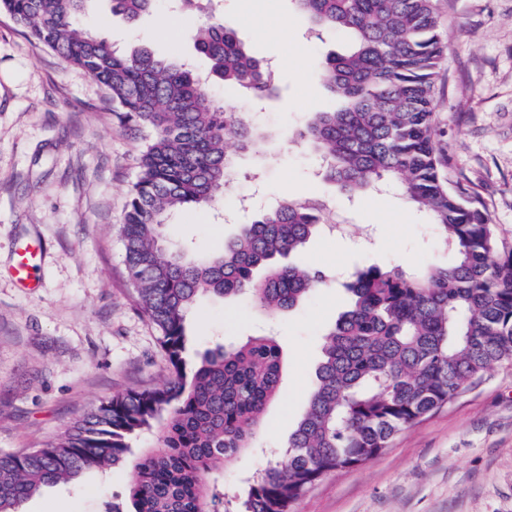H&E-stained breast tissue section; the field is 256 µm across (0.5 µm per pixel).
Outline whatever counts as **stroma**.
Masks as SVG:
<instances>
[{"label": "stroma", "instance_id": "35a3bbf8", "mask_svg": "<svg viewBox=\"0 0 512 512\" xmlns=\"http://www.w3.org/2000/svg\"><path fill=\"white\" fill-rule=\"evenodd\" d=\"M447 55L436 84L435 142L453 187L471 198L512 241V0H435ZM172 18L170 30L159 21ZM199 18L156 0L130 22L108 0H90L82 29L121 47H149L207 71L191 30ZM214 21L235 31L279 79L272 97L249 101L274 128L267 157L239 156L216 208L187 210L167 228L194 252L219 249L256 211L277 199L317 197L332 209L342 236L322 234L303 265L335 274L355 268L438 257L427 217L387 194L348 198L314 178L319 163L293 141L311 113L336 101L313 78L308 60L346 47L344 35L308 32L288 0H223ZM143 139L83 70L31 38L0 12V454L41 448L93 406L135 388L167 382L159 334L127 280L120 221L138 176ZM250 197L252 212L237 211ZM36 244L38 285L21 287L12 269ZM344 306L338 284L309 295L285 316L262 315L250 299L201 298L190 311L189 352L231 347L273 333L285 365L276 398L249 449L215 470L227 497L264 468L301 417L325 334ZM130 466L90 471L46 487L20 512H106L128 505ZM293 512H512V366L476 384L407 429L370 462L328 473Z\"/></svg>", "mask_w": 512, "mask_h": 512}]
</instances>
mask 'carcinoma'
Returning <instances> with one entry per match:
<instances>
[{
  "label": "carcinoma",
  "mask_w": 512,
  "mask_h": 512,
  "mask_svg": "<svg viewBox=\"0 0 512 512\" xmlns=\"http://www.w3.org/2000/svg\"><path fill=\"white\" fill-rule=\"evenodd\" d=\"M89 2L0 0V12L87 72L106 102L147 132L120 234L136 303L159 332L171 379L100 403L44 448L1 454L0 512L130 460L133 512H291L323 475L369 462L494 366L512 364V245L449 186L435 145L434 93L447 44L433 0H289L311 31L349 41L319 72L336 108L314 113L296 139L319 155L321 177L349 196L392 187L425 212L448 260L413 271L391 263L355 270L285 461L227 499L212 472L253 447L280 385L283 350L274 336H250L190 364L187 315L202 296H246L273 319L325 286V272L298 258L328 222L326 207L280 199L204 257L170 243L174 215L224 198L234 167L228 142L258 152L271 138L234 104H215L209 80L262 99L277 91L274 76L233 31L207 21L191 34L211 63L204 79L145 47L117 49L77 29ZM111 2L130 21L154 4ZM157 426V447L135 453L131 441Z\"/></svg>",
  "instance_id": "1"
}]
</instances>
